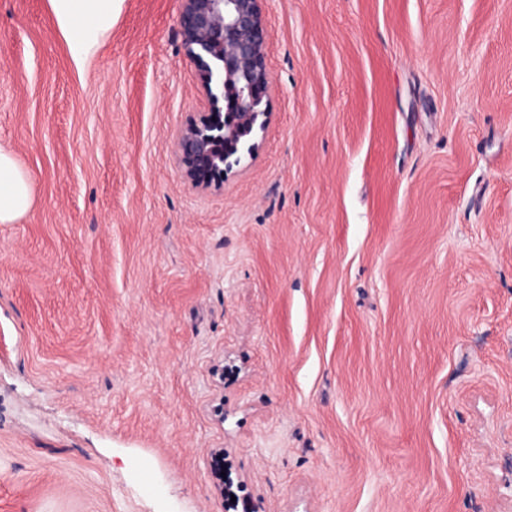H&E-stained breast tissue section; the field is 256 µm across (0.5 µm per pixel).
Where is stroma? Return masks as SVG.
Instances as JSON below:
<instances>
[{
  "label": "stroma",
  "mask_w": 512,
  "mask_h": 512,
  "mask_svg": "<svg viewBox=\"0 0 512 512\" xmlns=\"http://www.w3.org/2000/svg\"><path fill=\"white\" fill-rule=\"evenodd\" d=\"M180 12L0 0V512H512V0H267L209 189ZM123 0H49L71 59L83 67L112 28ZM32 202L31 179L13 154L0 147V224H13Z\"/></svg>",
  "instance_id": "stroma-1"
}]
</instances>
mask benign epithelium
Returning <instances> with one entry per match:
<instances>
[{
    "mask_svg": "<svg viewBox=\"0 0 512 512\" xmlns=\"http://www.w3.org/2000/svg\"><path fill=\"white\" fill-rule=\"evenodd\" d=\"M267 0H181L182 37L207 111L183 127L177 150L197 187L224 181L241 153L253 156L271 113L273 86L264 39Z\"/></svg>",
    "mask_w": 512,
    "mask_h": 512,
    "instance_id": "1",
    "label": "benign epithelium"
}]
</instances>
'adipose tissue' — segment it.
I'll return each mask as SVG.
<instances>
[{
  "label": "adipose tissue",
  "mask_w": 512,
  "mask_h": 512,
  "mask_svg": "<svg viewBox=\"0 0 512 512\" xmlns=\"http://www.w3.org/2000/svg\"><path fill=\"white\" fill-rule=\"evenodd\" d=\"M75 66H84L112 28L122 0H49ZM32 202L31 179L0 147V224L16 222Z\"/></svg>",
  "instance_id": "obj_1"
}]
</instances>
